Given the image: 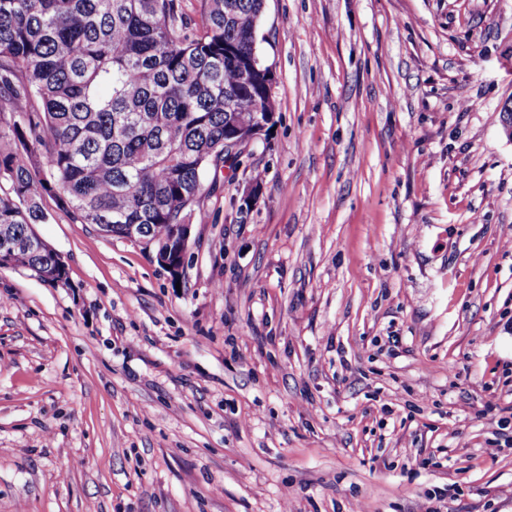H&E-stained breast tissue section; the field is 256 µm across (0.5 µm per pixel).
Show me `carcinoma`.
I'll list each match as a JSON object with an SVG mask.
<instances>
[{
  "label": "carcinoma",
  "mask_w": 512,
  "mask_h": 512,
  "mask_svg": "<svg viewBox=\"0 0 512 512\" xmlns=\"http://www.w3.org/2000/svg\"><path fill=\"white\" fill-rule=\"evenodd\" d=\"M0 0V240L9 266L54 276L35 225L56 200L121 239L171 234L224 162V132L263 107L241 58L265 0Z\"/></svg>",
  "instance_id": "1"
}]
</instances>
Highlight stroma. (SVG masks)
<instances>
[{
    "label": "stroma",
    "instance_id": "obj_1",
    "mask_svg": "<svg viewBox=\"0 0 512 512\" xmlns=\"http://www.w3.org/2000/svg\"><path fill=\"white\" fill-rule=\"evenodd\" d=\"M257 50L179 279L51 200L68 285L0 268V512H512V0H265Z\"/></svg>",
    "mask_w": 512,
    "mask_h": 512
}]
</instances>
